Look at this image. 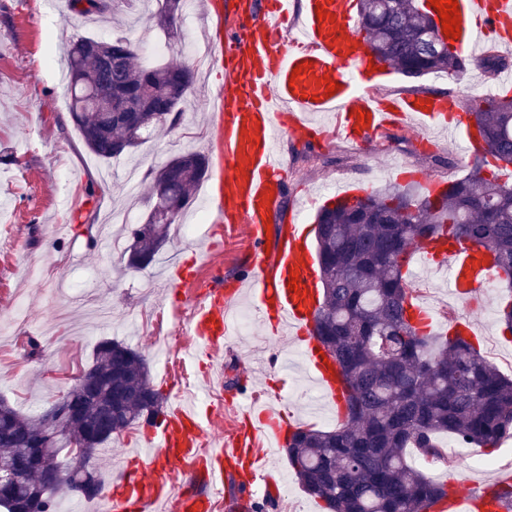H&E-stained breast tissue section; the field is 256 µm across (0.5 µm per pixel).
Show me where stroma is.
<instances>
[{"mask_svg":"<svg viewBox=\"0 0 512 512\" xmlns=\"http://www.w3.org/2000/svg\"><path fill=\"white\" fill-rule=\"evenodd\" d=\"M155 0L120 14L118 24L81 18L67 0H0V399L21 415L43 414L75 383L79 368L93 360L98 343L115 339L140 351L163 395L178 388L166 376V350L157 346L142 318L190 307L193 296L222 270L225 290L247 268L250 240L242 224L209 222L194 236L172 226L156 260L146 268L122 270L127 238L113 212L143 223L141 201L150 186L149 169L188 150L215 156L219 124L204 102L224 83L220 59L205 45L220 37L217 12L225 0H192L173 30L160 29L150 14ZM121 31L142 50L144 63L165 59L190 66L196 83L176 128L161 130L134 152L102 161L84 145L69 116L66 67L62 61L74 35L105 37ZM486 49H477L461 81L442 75L420 79L390 73L376 85L382 97L422 87L443 96H478L498 88L512 72V49L498 51L500 70L483 67ZM287 180L273 224H310L318 209L348 183L360 193L406 184L408 172H422L446 188L463 177L475 159L464 152L462 133L447 131L425 139L392 128L361 145L316 135L282 142ZM409 185V184H406ZM422 195L419 184L409 185ZM190 265L194 278L180 289L167 285L170 267ZM506 289L480 295L471 311L483 335L487 359L512 376V335L503 334L498 314ZM27 311L24 325L9 320L15 303ZM297 344L271 320L254 316L243 336L227 340L214 355L199 354L190 367L206 435H231L247 442L252 429L242 411L252 398L273 397L286 422L305 419L321 430L338 422L332 414L305 415L293 394L294 380L277 355Z\"/></svg>","mask_w":512,"mask_h":512,"instance_id":"1","label":"stroma"}]
</instances>
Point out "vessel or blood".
<instances>
[{
    "mask_svg": "<svg viewBox=\"0 0 512 512\" xmlns=\"http://www.w3.org/2000/svg\"><path fill=\"white\" fill-rule=\"evenodd\" d=\"M295 11L293 0H260L249 10L244 30L230 33L219 52L226 63L223 90L209 106L219 118V179L224 190L220 207L225 217L246 225L252 242L250 264L236 281L237 291H251L257 311L273 314L277 325L299 331L305 365L319 391L332 404H341L343 384L338 368L328 367L314 337L303 330L319 307L310 230L305 224L288 227V245L277 261L264 248V220L272 210L268 195L283 169L279 141L284 135L309 131L313 114H331V132L363 143L384 128L415 120L420 126L464 125L466 117L453 101L414 105L411 98L382 101L362 90L364 81L378 78L367 44L352 27L353 0H307ZM460 35L452 47L463 54L484 42L488 33L512 31V0H457ZM335 83L327 93V83ZM366 121H358V114ZM420 253L436 257L458 276L461 289L474 295L485 288L493 269L483 247L429 241ZM210 300L199 310L194 336L218 349L230 333L225 311L224 277L215 272ZM287 424L264 412L258 434L270 447L280 445ZM155 450L131 459V476L102 499L101 512H143L163 504L167 512H212L210 496H189L174 478L180 465L190 474L222 472L223 462L244 464L258 477L264 455L257 448H242L230 441L204 450L206 435L195 414L183 406L169 410L164 423L149 431ZM501 486L489 485L470 494L448 481L442 512H507Z\"/></svg>",
    "mask_w": 512,
    "mask_h": 512,
    "instance_id": "b4317fda",
    "label": "vessel or blood"
}]
</instances>
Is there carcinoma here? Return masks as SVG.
<instances>
[{
  "label": "carcinoma",
  "mask_w": 512,
  "mask_h": 512,
  "mask_svg": "<svg viewBox=\"0 0 512 512\" xmlns=\"http://www.w3.org/2000/svg\"><path fill=\"white\" fill-rule=\"evenodd\" d=\"M140 0H69L80 16L110 19ZM153 17L170 30L182 0H156ZM360 28L375 58L408 78L430 74L458 81L466 62L452 47L428 35L431 15L413 0H359ZM118 64L107 69L102 54ZM139 47L123 35L78 36L70 42L67 92L70 117L86 147L110 161L144 143L153 131L175 128L194 83L185 65L137 63ZM484 145L479 164L448 182L433 198L415 200L396 185L366 194L360 206H323L316 217L322 302L314 335L345 377L346 421L334 430L299 426L288 437L286 455L301 487L327 512H428L445 488L407 457L445 463L437 436L448 433L478 448H493L512 436V378L486 361L466 337L450 334L435 343L407 318L408 251L446 236L484 246L500 283L512 288V184L498 163L512 165V96L488 94L469 110ZM200 152L172 157L150 170L144 223L130 231L124 251L130 268L152 264L171 224L194 201L208 175ZM89 382L69 390L83 413L48 430L45 417L22 416L0 400V462L40 445V465L29 470L17 497H0L16 512L17 498L43 495L41 512H53L55 497L100 496L104 481L94 465L99 451L127 429L156 418L162 393L155 388L144 356L127 344L101 341L83 369ZM62 478L48 488L45 478Z\"/></svg>",
  "instance_id": "cac0c4a2"
}]
</instances>
